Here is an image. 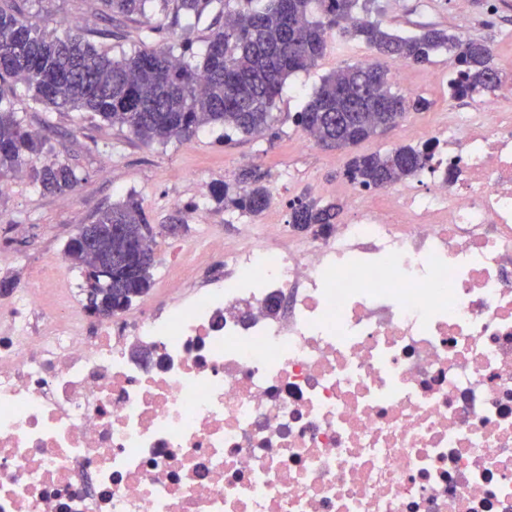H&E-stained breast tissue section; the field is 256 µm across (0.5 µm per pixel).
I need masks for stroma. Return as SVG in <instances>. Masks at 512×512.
Here are the masks:
<instances>
[{"label": "stroma", "instance_id": "35a3bbf8", "mask_svg": "<svg viewBox=\"0 0 512 512\" xmlns=\"http://www.w3.org/2000/svg\"><path fill=\"white\" fill-rule=\"evenodd\" d=\"M498 2V11L491 16L483 10L484 0H468L463 11L456 0H378L377 18L403 35L436 26L464 40L483 41L492 47L495 62L502 68L512 63V0ZM31 13L34 21L53 35L80 27L89 41L115 58L154 45L148 28L162 21L157 15L149 21L134 16L108 23L101 17L99 0H34ZM372 56L361 40L331 39L314 67L296 72L286 81L274 107L279 121L272 138L236 133L226 141L219 130L207 128L188 140L145 144L93 114L50 109L25 92H17L16 111L29 130L46 139L39 163L67 161L77 169L81 181L74 191L43 194L33 188L29 176L11 178L9 191L0 195V280L22 288L54 258L73 301L85 305L83 279L65 259L64 247L81 225L94 221L99 209L130 194L140 200L158 228V251L172 250L182 242L203 241L217 226L226 237H234L246 220L211 205L210 187L217 180L235 184L239 171L247 167L264 174L270 207L280 218H287L289 202L299 197L347 205L339 188L354 153L386 152L412 143V129L438 124L451 102L441 86L427 80L429 70L443 72L451 67L450 55L442 50L434 55L430 68H411L409 83L392 84L396 92L427 98L428 111L408 113L400 124L355 148L330 149L314 143L299 149L302 132L293 122L294 113L301 110L323 77L341 65ZM175 218L183 221L182 231L164 233V225Z\"/></svg>", "mask_w": 512, "mask_h": 512}]
</instances>
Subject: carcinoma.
Returning a JSON list of instances; mask_svg holds the SVG:
<instances>
[{
	"label": "carcinoma",
	"instance_id": "cac0c4a2",
	"mask_svg": "<svg viewBox=\"0 0 512 512\" xmlns=\"http://www.w3.org/2000/svg\"><path fill=\"white\" fill-rule=\"evenodd\" d=\"M116 17L160 13L164 24L150 27L161 45L112 58L76 28L61 38L42 30L29 15L31 0H0V181L31 171L43 193L74 190L81 181L69 163L40 167L44 142L29 131L15 111V84L33 101L54 109L93 112L146 142L189 139L202 128L222 127L262 137L278 121L273 112L282 85L297 70L316 64L331 38L359 37L377 54L411 66H425L439 50L455 54L459 79L451 95L492 92L502 82L493 49L430 27L403 36L371 18L376 0H101ZM216 14L206 48L197 63L193 42L178 37L189 21ZM430 103L392 90L377 62L348 64L324 77L294 123L315 143L328 148L355 146L403 120L425 112ZM434 147L406 145L385 153L356 154L344 175L363 189H385L415 179L431 167ZM238 187L216 180L210 201L215 208L259 216L270 203L264 176L243 170ZM288 223L297 230L325 232L337 223L340 205L297 199L289 204ZM148 217L130 194L99 210L77 230L65 258L84 278L85 308L108 299L146 295L156 264L153 240H144Z\"/></svg>",
	"mask_w": 512,
	"mask_h": 512
}]
</instances>
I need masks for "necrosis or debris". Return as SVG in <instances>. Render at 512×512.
Returning <instances> with one entry per match:
<instances>
[{"label":"necrosis or debris","instance_id":"1","mask_svg":"<svg viewBox=\"0 0 512 512\" xmlns=\"http://www.w3.org/2000/svg\"><path fill=\"white\" fill-rule=\"evenodd\" d=\"M329 233L183 245L88 323L0 317V512H512V69ZM148 352L137 362L132 350Z\"/></svg>","mask_w":512,"mask_h":512}]
</instances>
